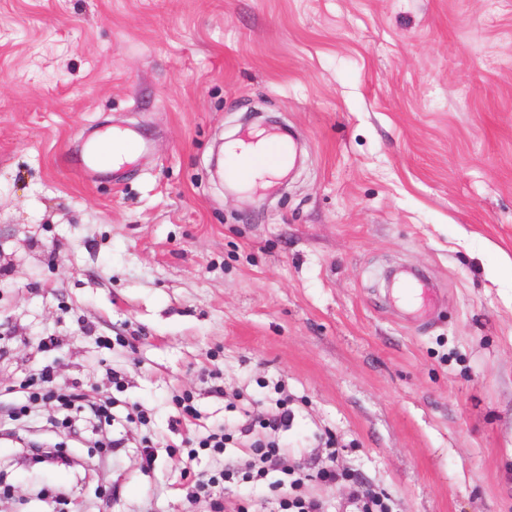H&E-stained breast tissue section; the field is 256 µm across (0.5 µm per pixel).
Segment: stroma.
Here are the masks:
<instances>
[{"label":"stroma","instance_id":"stroma-1","mask_svg":"<svg viewBox=\"0 0 512 512\" xmlns=\"http://www.w3.org/2000/svg\"><path fill=\"white\" fill-rule=\"evenodd\" d=\"M268 120L299 164L225 194L217 149ZM130 128L149 150L84 180L88 142ZM403 269L419 312L382 279ZM48 364L112 397L124 445L0 395V512H208L187 450L137 457L180 445L186 393L205 428L287 397L282 451L328 512L355 481L512 512V0H0V387ZM221 496L276 508L263 481Z\"/></svg>","mask_w":512,"mask_h":512}]
</instances>
